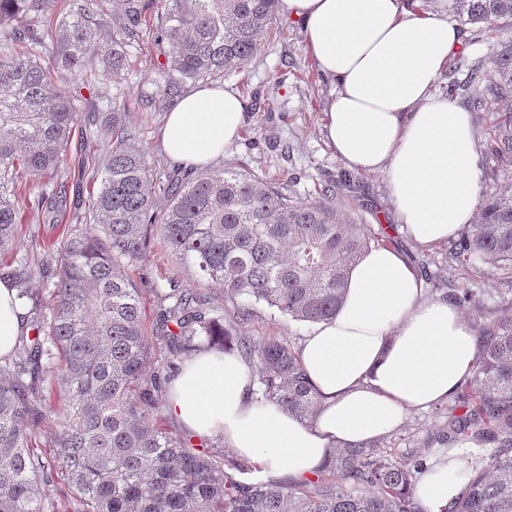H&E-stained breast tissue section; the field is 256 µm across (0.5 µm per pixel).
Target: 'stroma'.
<instances>
[{"instance_id":"1","label":"stroma","mask_w":512,"mask_h":512,"mask_svg":"<svg viewBox=\"0 0 512 512\" xmlns=\"http://www.w3.org/2000/svg\"><path fill=\"white\" fill-rule=\"evenodd\" d=\"M466 48L448 65L444 82L466 81L471 67L487 60L490 52L512 44V25L499 24L492 32L476 34L473 25H465ZM128 69L120 87L101 80L98 64H87L91 85L78 98L81 117H92V138L86 145L72 143L67 158L70 196L88 207L94 185L93 173L104 154L96 134L108 119L113 105L124 106L136 131L135 143L145 149L157 168L172 169L173 164L162 149L164 112L144 110L146 95L155 91L166 64L165 47L154 39L131 41ZM248 82L253 94L241 137L216 167H235L264 176L281 193L296 202L318 200L319 191L329 188V199L344 216L361 224L389 225L393 247L401 251L419 275L435 277L441 284H465L481 289L489 306L505 314L512 311V282L489 270L475 273L462 270L448 261V247L440 244L425 247L399 233L393 223L394 206L384 174L348 173L327 147L322 135L324 111L332 89L305 49L304 34L298 22L277 15L274 29L257 47L248 68L226 78V88L238 89ZM128 274L137 287L145 289L143 299L147 313L146 339L149 361L153 367H165L168 348L156 325L157 301L148 291L155 282L177 278L189 284L186 272L170 259L161 243H153L148 262L129 267ZM243 330L255 341L269 338L287 339L300 346L310 330L309 324L282 317L263 304L253 305ZM446 403L407 413L402 425L387 436V449L394 459H403L410 451L423 448L436 431L446 429Z\"/></svg>"}]
</instances>
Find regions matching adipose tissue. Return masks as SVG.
<instances>
[{
	"instance_id": "1",
	"label": "adipose tissue",
	"mask_w": 512,
	"mask_h": 512,
	"mask_svg": "<svg viewBox=\"0 0 512 512\" xmlns=\"http://www.w3.org/2000/svg\"><path fill=\"white\" fill-rule=\"evenodd\" d=\"M303 27L307 50L333 83L323 136L356 173L385 174L400 230L423 246L448 242L476 220L479 172L471 115L435 86L464 42L447 18L415 0H280ZM248 102L202 84L168 112L162 148L203 170L239 139ZM11 282L0 281V358L27 331ZM476 357L475 334L448 299H427L423 280L390 246H374L347 272L335 317L302 342L303 371L319 398L306 423L257 402L246 363L200 351L170 391L172 414L198 438L221 436L263 476L300 481L336 448L381 438L406 414L453 398ZM458 450L431 459L415 486L423 512H439L466 487Z\"/></svg>"
}]
</instances>
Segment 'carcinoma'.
Here are the masks:
<instances>
[{
  "label": "carcinoma",
  "mask_w": 512,
  "mask_h": 512,
  "mask_svg": "<svg viewBox=\"0 0 512 512\" xmlns=\"http://www.w3.org/2000/svg\"><path fill=\"white\" fill-rule=\"evenodd\" d=\"M126 19L109 29L99 0H0V256L13 252L22 211L43 212L45 264L25 256L0 262L28 307L34 335H23L0 359V512H57L40 498L44 483L61 482L72 512H421L416 475L444 445L473 444L491 453L467 459V489L441 512H512V316L475 321L477 356L448 409V431L397 461L376 439L332 452L304 482L237 479L224 458L195 448L160 426L170 392L150 366L142 290L127 269L148 258L152 227L164 249L197 281L218 284L232 302H264L293 321L319 323L336 315L347 268L377 233L343 218L325 201L296 203L266 178L234 167L195 178L159 172L131 144L126 113L112 109L103 129L105 152L95 171L96 198L64 238L54 236L67 214L68 183L59 174L77 128L76 90L88 58L118 85L126 47L151 33L150 0H115ZM170 66L148 99L158 110L191 85L221 81L250 64L267 36L278 0H161ZM470 24L512 20V0H448ZM52 59L34 54L46 41ZM465 93L472 112L485 96L512 97V47L487 67L477 64ZM486 157L512 173V112L490 126ZM448 262L486 266L512 279V192L484 201L480 220L448 249ZM40 279L50 295L33 292ZM159 326L174 359L200 350L236 352L253 363L257 399L297 417H314L318 400L299 353L287 340L255 343L242 330L251 315L224 307L174 278L157 284ZM448 297L483 308L479 290L450 288ZM67 386L55 431L57 452L29 447L53 412L49 380Z\"/></svg>",
  "instance_id": "carcinoma-1"
}]
</instances>
